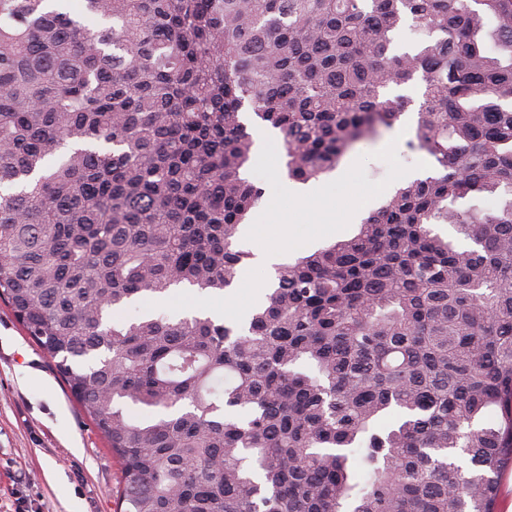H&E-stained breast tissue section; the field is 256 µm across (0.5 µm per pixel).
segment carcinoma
<instances>
[{"instance_id": "1", "label": "carcinoma", "mask_w": 512, "mask_h": 512, "mask_svg": "<svg viewBox=\"0 0 512 512\" xmlns=\"http://www.w3.org/2000/svg\"><path fill=\"white\" fill-rule=\"evenodd\" d=\"M407 112L433 168L275 265L244 320L121 317L240 279L247 115L306 184ZM2 186L0 299L119 459L117 512H497L512 0H0Z\"/></svg>"}]
</instances>
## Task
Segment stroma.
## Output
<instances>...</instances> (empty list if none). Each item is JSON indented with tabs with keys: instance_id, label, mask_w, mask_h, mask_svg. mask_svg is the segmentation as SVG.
Segmentation results:
<instances>
[{
	"instance_id": "35a3bbf8",
	"label": "stroma",
	"mask_w": 512,
	"mask_h": 512,
	"mask_svg": "<svg viewBox=\"0 0 512 512\" xmlns=\"http://www.w3.org/2000/svg\"><path fill=\"white\" fill-rule=\"evenodd\" d=\"M414 126L406 114L394 129L357 145L336 170L304 184L308 204L335 200L350 213L345 224L303 221L280 229L268 219V203L281 199L285 177L266 164L250 170L264 190L262 202L240 225L238 245L256 250L253 228H262L281 262L312 253L350 237L370 212L378 209L400 176L426 171L431 161L408 142ZM368 191L367 201L347 192L349 176ZM124 485L118 459L58 375L53 361L33 342L6 304L0 302V512H115Z\"/></svg>"
}]
</instances>
